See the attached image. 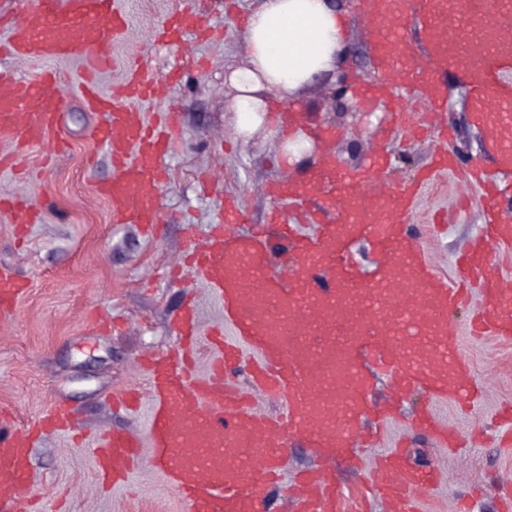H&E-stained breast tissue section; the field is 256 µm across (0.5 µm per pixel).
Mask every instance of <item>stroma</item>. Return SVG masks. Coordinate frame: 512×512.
Returning <instances> with one entry per match:
<instances>
[{
    "label": "stroma",
    "mask_w": 512,
    "mask_h": 512,
    "mask_svg": "<svg viewBox=\"0 0 512 512\" xmlns=\"http://www.w3.org/2000/svg\"><path fill=\"white\" fill-rule=\"evenodd\" d=\"M132 24L127 39L115 49L120 61L147 57L155 73L178 69L175 101L182 133L167 159L169 176L161 190L160 231L145 235L131 224L112 221L111 203L95 185L112 173L99 147L97 113L79 92L82 64L61 66L60 133L68 149L53 166L42 160L49 148L28 151L22 168L0 170V197L25 195L42 210L17 240L13 217L0 211V265L13 267L28 280V291L12 321L0 325V409L12 411L18 423L39 418L51 406L70 408L79 417L83 439L68 433L46 437L32 450L29 493L42 496L46 508L62 512H184L177 494L161 475L141 462L130 483L101 485L95 461L84 439L106 430L145 435L150 407L142 398L135 412L114 408L111 396L124 388L146 390L138 368L146 354L172 353L175 325L186 296H193L202 331L224 318L204 284L191 271L179 279L167 276L192 239L203 238L217 223L225 196L238 198L245 220L240 233L264 223L274 202L265 193L271 182L309 178L323 161L344 160L346 168L368 172L374 182L372 203H386L396 188L428 165L433 138H417L411 112L400 126L379 110L368 133L358 134L354 115L333 111L328 92L337 72L352 83L374 78L370 32L378 23L361 0H342L349 34L337 72L321 73L300 89L295 99L268 96L271 115L251 138L236 134L234 92L224 74L246 57L244 30L259 0H193L201 19L214 30L211 38L188 31L180 47H158L152 30L175 15L182 0H128ZM445 110L441 125L451 127L452 153H465L469 164L491 167L493 155L483 132L472 121L468 90L460 75L444 78ZM294 114L293 130L311 137V148L299 161H281L280 113ZM386 154L389 165L372 162ZM482 198L478 188L463 189L449 174L421 189L410 219L414 233L435 273L456 281L455 257L480 230ZM466 313L456 319V342L470 366L472 381L483 398L466 410L447 400L432 412L459 435L448 449L415 432L411 418L419 403L412 395L399 400V414L380 430L377 452L405 447L417 465L437 466L443 482L423 492L418 512H459L469 495V512H504L503 494L512 489V445L501 446L499 409L512 405V339L489 336L480 341L465 334Z\"/></svg>",
    "instance_id": "1"
}]
</instances>
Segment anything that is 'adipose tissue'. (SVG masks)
<instances>
[{"label": "adipose tissue", "mask_w": 512, "mask_h": 512, "mask_svg": "<svg viewBox=\"0 0 512 512\" xmlns=\"http://www.w3.org/2000/svg\"><path fill=\"white\" fill-rule=\"evenodd\" d=\"M348 22L332 0H262L246 27V61L224 80L236 92V131L248 138L265 123L266 91L288 98L334 67Z\"/></svg>", "instance_id": "obj_1"}]
</instances>
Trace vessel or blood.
Segmentation results:
<instances>
[{
    "mask_svg": "<svg viewBox=\"0 0 512 512\" xmlns=\"http://www.w3.org/2000/svg\"><path fill=\"white\" fill-rule=\"evenodd\" d=\"M0 17L8 30L0 59L44 66L35 79L0 71V141L13 146L0 154L4 170L19 164L30 147L55 143L58 68L77 60L110 68L129 14L123 0H22ZM421 19L427 64L413 63L395 31L377 28V70L400 75L406 93L428 116L441 107L443 74L456 70L467 82L473 120L485 129L498 165L468 173L483 187L485 215L481 234L458 258L460 280L439 278L409 234L414 183L376 209L354 190L367 173H340L329 162L307 181L272 185L277 208L268 223L246 235L233 230L243 211L225 202L205 244L181 260L224 311V328L208 336L218 358L206 378L194 377L197 312L187 303L177 324V349L145 364L151 398L146 440L112 431L92 444L103 481L125 480L146 443L153 466L185 512H264L263 491L280 483L292 440L333 460L357 455L364 420L384 425L388 410L369 397L372 367L395 392L421 396L413 422L420 434L455 447V435L436 422L431 405L446 398L471 404L479 396L454 343L455 315L468 300L471 282L479 283L483 297L470 317L471 336L512 337V284L491 271L492 245L512 244V183L505 181L512 174V87L499 82L500 71L512 67V0H439ZM197 22L191 6H184L161 25L157 38L179 44ZM81 89L86 105L103 115L97 137L112 161V175L97 185V194L111 202L113 223L156 234L166 159L179 126L173 112L150 124L137 104L165 94V83L132 60L113 93H101L90 77ZM340 204L345 211L337 222ZM4 208L21 233L40 217L21 198H1ZM365 237L380 256L368 272L351 253ZM26 291L18 274L0 267V321L14 317ZM239 372L260 394L284 400L285 412L273 416L257 409L229 381ZM76 428V417L63 408L23 428L9 425L0 410V512H39L23 499L31 449L45 432ZM438 480L433 466H416L402 450H391L375 458L357 502L363 506L376 497L385 512H416L419 494ZM291 502L294 512L345 509L336 473L328 468L302 473Z\"/></svg>",
    "mask_w": 512,
    "mask_h": 512,
    "instance_id": "b4317fda",
    "label": "vessel or blood"
}]
</instances>
